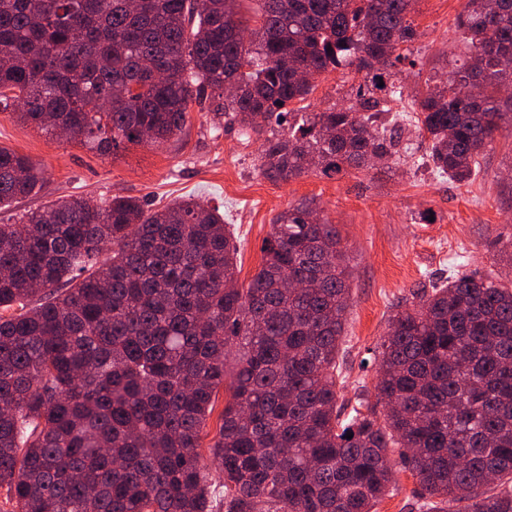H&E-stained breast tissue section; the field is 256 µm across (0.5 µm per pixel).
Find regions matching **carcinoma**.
<instances>
[{"instance_id":"carcinoma-1","label":"carcinoma","mask_w":512,"mask_h":512,"mask_svg":"<svg viewBox=\"0 0 512 512\" xmlns=\"http://www.w3.org/2000/svg\"><path fill=\"white\" fill-rule=\"evenodd\" d=\"M239 2L0 0V108L50 137L71 127L106 155L179 135L191 102L233 84L224 120L249 138L347 64L364 74L356 105L266 138L261 174L286 183L398 154L379 118L404 93L392 68L416 36L415 0H255V30ZM489 2L466 0L458 17L466 66L414 99L429 160L457 182L512 125L501 95L512 0L492 14ZM42 180L0 147V204ZM262 252L238 285L224 214L192 198L148 209L69 197L0 224V487L12 512H373L390 448L424 512H512V286L464 273L415 292L382 343L384 412L344 418L336 357L351 273L336 225L301 203Z\"/></svg>"}]
</instances>
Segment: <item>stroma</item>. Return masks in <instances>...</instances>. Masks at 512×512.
<instances>
[{"label": "stroma", "instance_id": "1", "mask_svg": "<svg viewBox=\"0 0 512 512\" xmlns=\"http://www.w3.org/2000/svg\"><path fill=\"white\" fill-rule=\"evenodd\" d=\"M466 0H416L410 15L416 37L396 68L402 98L390 101L386 120L400 128L408 150L390 165L326 177L309 173L287 183L265 179L259 169L263 139L244 138L225 124L216 109L222 99L190 104L183 132L160 145L125 143L110 156L76 140L51 138L0 110V147L30 157L45 180L31 195L0 208V224L69 195L144 199L157 209L191 197L218 206L239 247L237 277L248 284L263 257L274 217L300 202L335 224L352 277L351 300L337 357L343 381L339 404L352 408L360 397L376 402L380 343L392 316L406 308L412 293L453 273L477 271L512 284V263L501 252L512 249V127L503 126L477 159L470 182L456 183L436 173L428 143L418 135L414 92L447 79L463 65L467 45L457 28ZM360 74L343 68L319 76L294 112H322L357 100ZM393 491L375 512H420L421 489L389 451Z\"/></svg>", "mask_w": 512, "mask_h": 512}]
</instances>
